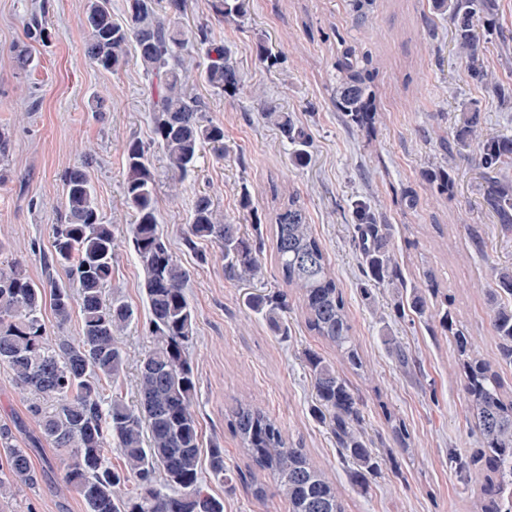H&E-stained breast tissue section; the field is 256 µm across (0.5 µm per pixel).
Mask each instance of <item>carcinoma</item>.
Here are the masks:
<instances>
[{
	"label": "carcinoma",
	"mask_w": 512,
	"mask_h": 512,
	"mask_svg": "<svg viewBox=\"0 0 512 512\" xmlns=\"http://www.w3.org/2000/svg\"><path fill=\"white\" fill-rule=\"evenodd\" d=\"M250 0H216V12L241 23L247 20ZM375 0H346L352 25L372 23ZM433 10L447 17L454 28L457 54L465 60L468 77L491 88L505 102L512 90L495 80L483 57L484 33L480 23L491 25L497 0H432ZM186 0H125L124 20L112 18L111 0H87L84 23L89 39L86 53L97 68L114 72L127 62L126 48L151 78L152 144L165 156L174 186L195 172L203 150H224V128L205 119L204 99L187 95V71L172 63L174 50L192 37L205 46L206 63L197 79L217 93L235 94L242 77L224 45L212 41L202 26L185 31L179 22ZM17 67L27 72L34 58L25 44L16 46ZM333 88L336 110L353 130L372 128L379 119L375 105L372 59L346 48L337 59ZM262 114L289 147L288 159L302 166L308 158V133L289 113L267 103ZM485 118L475 104H465L448 149L464 150L481 141L479 166L485 174L483 199L494 212L500 230L512 234V182L496 176L512 162V136L484 134ZM150 147L133 139L123 146L126 175L122 199L131 213L132 246L144 273L148 305L147 333L151 346L140 361L137 399L129 405L120 399L106 404L103 382L124 370L126 354L118 337L135 320L134 309L119 298H109L105 287L112 278L115 235L98 208L95 190L85 172L64 175V213L51 225V250L44 256L46 280L37 282L18 264L0 266V365L30 395L27 411L41 438L51 448H66L72 462L66 484L76 489L87 512H224V500L211 494L201 476V431L192 409L196 379L188 346L195 334V311L186 291L187 272L173 256L157 221L156 176L149 160ZM430 188L450 191L448 170L436 166L426 172ZM356 239L369 281L383 288L402 287V273L392 242V225L383 224L369 205H352ZM278 271L286 291L250 294L247 306L262 315L276 332L285 330L288 293L299 300L308 328L333 347L339 361L357 374L364 358L343 289L336 280L325 247L309 224L304 203L290 193L270 213ZM185 244L194 249L201 241L218 245L224 258V275L251 284L264 279L262 243L241 231L238 224L217 217L209 197L194 200ZM61 267L66 280L54 279ZM431 272L411 289L407 308L419 319L436 320L448 332L456 364L463 374L465 420L476 436L478 460L449 456L463 485L476 495L474 512H512V393L504 390L499 373L512 365V266L493 271L487 289L491 325L500 340L499 360L483 358L474 337L452 307L448 295L439 306L429 295L439 293ZM62 324L79 308L81 334L76 339L49 340L42 311L45 303ZM396 362H413L408 346L389 339ZM305 364L311 380L315 409L328 424L342 455L354 465L353 477L361 485L377 473L386 458L370 447L363 428L360 400L336 365L309 350ZM383 414L399 449L410 448L403 421L387 406ZM229 427L250 466L252 498L263 502L272 479L288 512H345L342 493L327 472L285 434L266 410L240 401L229 413ZM116 442L122 466L106 458ZM213 479L233 484L224 466V448L208 449ZM36 474L30 452L14 443L12 430L0 426V498L32 487Z\"/></svg>",
	"instance_id": "carcinoma-1"
}]
</instances>
